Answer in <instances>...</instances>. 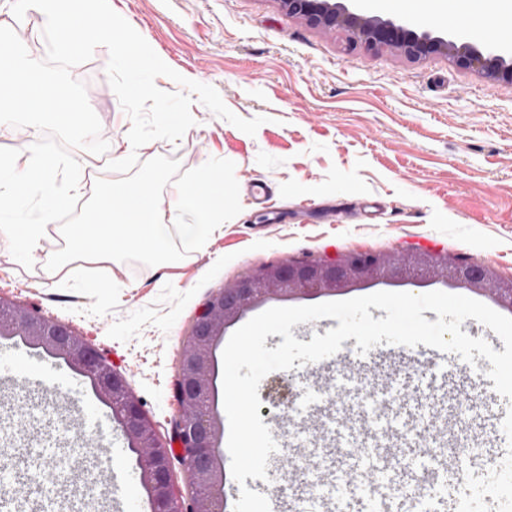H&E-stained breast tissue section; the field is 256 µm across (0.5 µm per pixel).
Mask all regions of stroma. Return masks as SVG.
<instances>
[{
  "instance_id": "35a3bbf8",
  "label": "stroma",
  "mask_w": 512,
  "mask_h": 512,
  "mask_svg": "<svg viewBox=\"0 0 512 512\" xmlns=\"http://www.w3.org/2000/svg\"><path fill=\"white\" fill-rule=\"evenodd\" d=\"M164 62L183 77L213 86L239 117H264L248 135L193 102L195 124L177 142L154 140L132 149L131 120L110 86L107 48L71 68L84 83L101 123L108 159L136 154L178 160L190 170L211 158L235 164L242 210L206 244L162 269L136 262L76 260L47 270L44 245L24 267L0 241V299L38 309L71 326L128 380L160 438L179 415L172 387L179 356L198 308L218 289L256 268L305 255L339 252L399 254L425 249L489 266L512 280V83L466 69L445 55L413 59L398 50L353 42L350 31L316 26L289 15L279 0H109ZM417 31L512 54V42L473 39L445 20L413 18L345 0ZM429 388L441 404L445 385L476 401L465 420L440 416L428 430L451 452L467 451L463 471L417 473L429 490L401 512H512V406L478 381L442 382L418 374L411 360L372 363L336 376L332 394L357 424L354 396L375 410L385 381ZM259 385L262 420L276 422V468L282 485L309 465L308 435L286 438L288 420ZM42 401L15 403L0 423V512L38 501L42 512H102L107 490L81 499L60 496L57 484L80 468L79 434L66 429L34 435L30 422ZM481 450L470 453L473 441ZM66 456H56V449Z\"/></svg>"
}]
</instances>
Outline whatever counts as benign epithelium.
Here are the masks:
<instances>
[{"mask_svg":"<svg viewBox=\"0 0 512 512\" xmlns=\"http://www.w3.org/2000/svg\"><path fill=\"white\" fill-rule=\"evenodd\" d=\"M280 2L288 14L319 26L345 28L367 47H392L413 58L444 54L464 68L512 83V60L499 54L485 55L468 42L457 43L428 32L419 34L403 24L352 12L337 0ZM402 256L409 259L405 265L380 253L362 252H347L331 259H294L260 268L212 294L196 313L180 353L173 386L180 416L167 441L157 436L126 378L96 347L75 336L64 324L0 299V334L29 337L61 355L91 380L97 394L112 408L137 455L151 512H217L224 495V475L218 471L215 350L224 331L269 300H312L362 283L420 284L428 279L482 290L491 278L489 267L446 254L416 249ZM491 294L500 305L512 309V280L499 283ZM174 455L187 471L190 489L185 495L173 484L170 462Z\"/></svg>","mask_w":512,"mask_h":512,"instance_id":"7a95c632","label":"benign epithelium"}]
</instances>
